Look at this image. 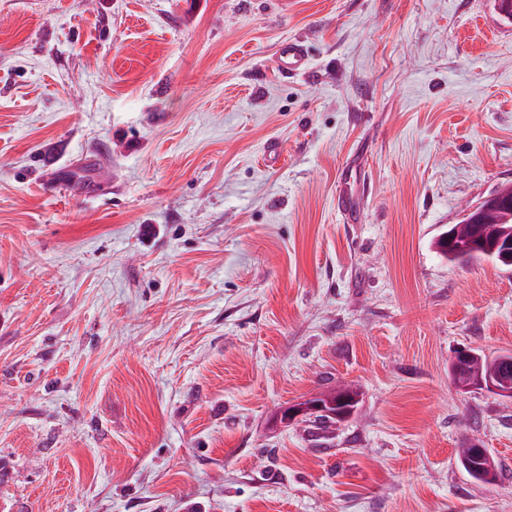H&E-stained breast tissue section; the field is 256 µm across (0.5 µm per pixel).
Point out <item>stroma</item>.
I'll use <instances>...</instances> for the list:
<instances>
[{
  "label": "stroma",
  "mask_w": 512,
  "mask_h": 512,
  "mask_svg": "<svg viewBox=\"0 0 512 512\" xmlns=\"http://www.w3.org/2000/svg\"><path fill=\"white\" fill-rule=\"evenodd\" d=\"M507 182L497 0H0V512H512V267L434 248ZM278 63L288 74L304 75L308 66L307 50L297 42H288L280 49ZM470 358L466 362L465 368L456 372L451 369V374L455 383L470 384L478 380V378L485 379L487 376L507 375L512 379V356L510 367L504 364L502 360L508 355L486 356L485 354L476 350L469 351ZM336 389L329 391L327 393H320L319 396L313 397L308 400V403H314L315 407H320V409H311L310 412L306 413L307 404L299 403L295 405H290L288 408L284 410L285 419L291 420V418H295L297 416L305 414L304 422H309L311 427H315L320 430H328L337 422L344 420V415L352 412V409L355 407L357 401L353 404H350L349 411L344 410L342 406H336V401L330 404L327 401V397L333 394ZM461 447L462 448H459V451H458L459 462L463 466V468L470 474V476L472 478H474L475 480H478L480 482H483V483H493L494 481H496V479H497V471H495L496 470L495 462H494L493 458L491 457L490 453H489V455H490L491 460L493 462V465L495 467L494 468V475H493V477L491 479H486V478L480 476V470L479 469H472L471 468L472 464H477L473 460V457H472L473 449L477 448L476 451L474 452V456L481 455V449L478 448V445L475 443V441L473 439H467L464 442H462Z\"/></svg>",
  "instance_id": "35a3bbf8"
}]
</instances>
